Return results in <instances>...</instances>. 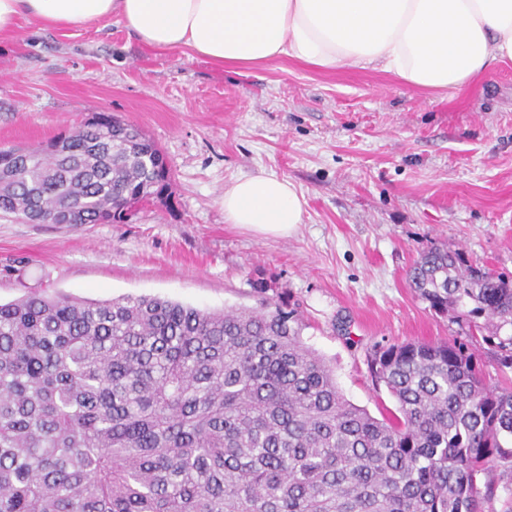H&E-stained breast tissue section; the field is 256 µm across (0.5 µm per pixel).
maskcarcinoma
Listing matches in <instances>:
<instances>
[{"mask_svg":"<svg viewBox=\"0 0 512 512\" xmlns=\"http://www.w3.org/2000/svg\"><path fill=\"white\" fill-rule=\"evenodd\" d=\"M56 147L0 148V212L124 223L168 190L161 149L110 114ZM409 281L491 322L512 369L511 277L435 248ZM369 363L396 404L383 419L345 398L287 304H0V512H512V388L464 343L377 345Z\"/></svg>","mask_w":512,"mask_h":512,"instance_id":"1","label":"carcinoma"}]
</instances>
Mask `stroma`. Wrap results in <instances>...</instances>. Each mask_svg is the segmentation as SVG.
<instances>
[{
    "mask_svg": "<svg viewBox=\"0 0 512 512\" xmlns=\"http://www.w3.org/2000/svg\"><path fill=\"white\" fill-rule=\"evenodd\" d=\"M97 112L163 150L168 198L116 224L0 214L1 303L34 291L210 311L284 302L346 399L379 418L395 403L371 375L374 344L470 342L468 324L410 287L420 254L445 247L512 277V62L448 92L289 57L220 68L148 46L115 19L24 20L0 40V148L46 143ZM260 172L288 179L306 201L289 236L224 221L225 185ZM470 344L489 384L512 383L492 346Z\"/></svg>",
    "mask_w": 512,
    "mask_h": 512,
    "instance_id": "35a3bbf8",
    "label": "stroma"
}]
</instances>
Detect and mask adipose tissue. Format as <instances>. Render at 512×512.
I'll use <instances>...</instances> for the list:
<instances>
[{
  "label": "adipose tissue",
  "instance_id": "ef3b65f1",
  "mask_svg": "<svg viewBox=\"0 0 512 512\" xmlns=\"http://www.w3.org/2000/svg\"><path fill=\"white\" fill-rule=\"evenodd\" d=\"M66 28L123 21L145 44L215 65L290 57L322 71L360 66L428 90H460L512 61V0H0V36L23 18ZM224 221L285 237L305 200L260 173L224 189Z\"/></svg>",
  "mask_w": 512,
  "mask_h": 512
}]
</instances>
